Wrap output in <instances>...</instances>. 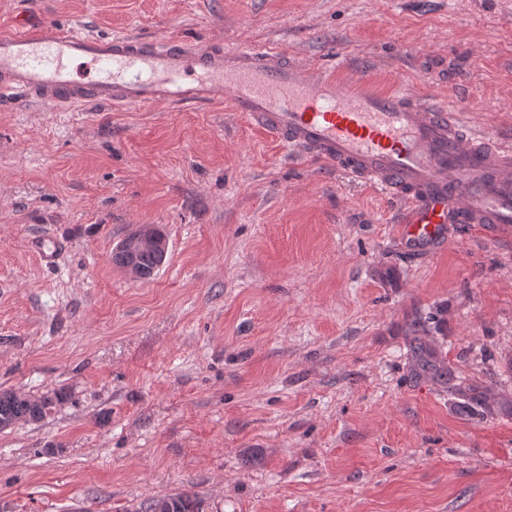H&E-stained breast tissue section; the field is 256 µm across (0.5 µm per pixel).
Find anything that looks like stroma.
Here are the masks:
<instances>
[{
    "label": "stroma",
    "mask_w": 512,
    "mask_h": 512,
    "mask_svg": "<svg viewBox=\"0 0 512 512\" xmlns=\"http://www.w3.org/2000/svg\"><path fill=\"white\" fill-rule=\"evenodd\" d=\"M279 43L512 143V0H0V29ZM405 204L227 105L0 101V512H512V230ZM156 224L165 264L112 262ZM64 397L62 391L43 400L31 399L15 391H0V429H6L19 421L36 422ZM201 501L189 493H175L149 501L144 512H201Z\"/></svg>",
    "instance_id": "obj_1"
}]
</instances>
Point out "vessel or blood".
<instances>
[{
  "label": "vessel or blood",
  "instance_id": "vessel-or-blood-1",
  "mask_svg": "<svg viewBox=\"0 0 512 512\" xmlns=\"http://www.w3.org/2000/svg\"><path fill=\"white\" fill-rule=\"evenodd\" d=\"M51 107L229 103L290 149L407 200L400 234L414 252L452 224L512 227V147L466 130L447 101L365 81L337 86L282 49L94 37L76 27L0 31V100Z\"/></svg>",
  "mask_w": 512,
  "mask_h": 512
}]
</instances>
